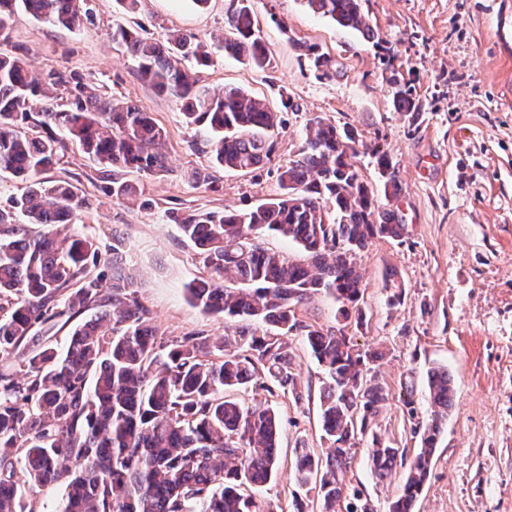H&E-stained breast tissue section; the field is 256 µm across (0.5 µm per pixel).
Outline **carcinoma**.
<instances>
[{
    "label": "carcinoma",
    "instance_id": "obj_1",
    "mask_svg": "<svg viewBox=\"0 0 512 512\" xmlns=\"http://www.w3.org/2000/svg\"><path fill=\"white\" fill-rule=\"evenodd\" d=\"M252 0L224 20V53L263 69L270 64L255 24ZM310 12L374 38L360 0H305ZM83 0H0V30L21 7L31 16L79 29ZM112 41L139 60L142 77L160 94L179 100L190 124H206L216 167L256 171L270 163L280 113L239 88L209 92L180 67L210 55L193 35L166 43L117 25ZM316 70L339 62L306 47ZM75 83L73 100L56 90ZM398 111L416 110L408 83L392 94ZM38 111L40 131L23 129ZM77 142L101 165L152 173L166 168V133L137 104L114 102L85 90L75 77L51 71L38 80L23 58L0 52V171L26 183L23 194L0 207V358H16V374L0 373V512H38L34 495L53 483L65 492L51 512H279L260 495L275 477L281 435L277 411L247 403L235 390L279 391L304 400L294 372L293 340L302 337L324 369L320 441L325 451L294 448L298 489L315 493L322 512H374L349 478L357 439L372 435L368 464L379 479L405 469L389 512H416L448 410L453 378L428 369L430 415L417 423L415 456L383 443L372 425L387 400L372 365L385 358L363 349L341 327L309 323L299 311L323 294L338 304L349 326L363 318L362 275L353 257L375 237L399 239L405 225L380 209L355 165L357 133L317 116L307 124L297 158L277 169L279 194L246 209L172 213L183 240L203 266L188 288L204 312L239 323L215 340L197 332L170 341L135 283L122 273L101 294L95 244L80 235L77 204L68 182L40 174L59 160L65 140ZM384 194L402 193L389 155L375 154ZM136 187L112 179V196L129 200ZM271 233L293 244L292 258L260 245ZM92 305L101 311L77 324L59 349L48 323ZM263 325V330L251 328Z\"/></svg>",
    "mask_w": 512,
    "mask_h": 512
}]
</instances>
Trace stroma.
<instances>
[{
	"label": "stroma",
	"mask_w": 512,
	"mask_h": 512,
	"mask_svg": "<svg viewBox=\"0 0 512 512\" xmlns=\"http://www.w3.org/2000/svg\"><path fill=\"white\" fill-rule=\"evenodd\" d=\"M227 0H85L84 26L67 30L25 11L0 31V51L24 54L32 76L52 70L79 76L113 99L150 112L166 132L167 168L160 173H111L68 144L46 180L76 189L77 230L112 253V232L127 241L125 267L137 295L167 336L202 332L218 337L224 320L194 307L189 286L203 274L170 211L243 209L279 192L278 167L294 160L309 119L323 116L355 128L367 145L356 165L378 187L374 151L388 153L403 191L396 204L405 226L400 239H373L356 257L366 290L365 314L355 329L364 347L389 354L378 374L388 400L373 425L378 438L415 455V421L425 418L426 372L438 365L454 379V406L436 449L420 512H512V0H361L378 41L312 14L303 0H253L271 65L261 70L224 52ZM124 25L156 40L174 32L205 42L209 66H183L209 89L235 86L281 109L288 94L298 111L283 113L270 164L246 173L213 167L207 132L188 124L180 104L145 82L137 60L112 40ZM318 46L343 65L341 73L314 71L304 48ZM412 87L417 111L392 105L393 77ZM208 168L212 184L188 175ZM135 185L136 203L113 198V178ZM403 296L387 298L393 287ZM294 368L307 396L294 403L281 394L241 390L245 401H268L281 420L277 475L264 497L288 505L296 490L293 449L306 441L320 451L322 368L302 339L293 342ZM412 390H405V383ZM370 439L356 447L352 483L375 512H388L405 473L386 479L367 467Z\"/></svg>",
	"instance_id": "1"
}]
</instances>
